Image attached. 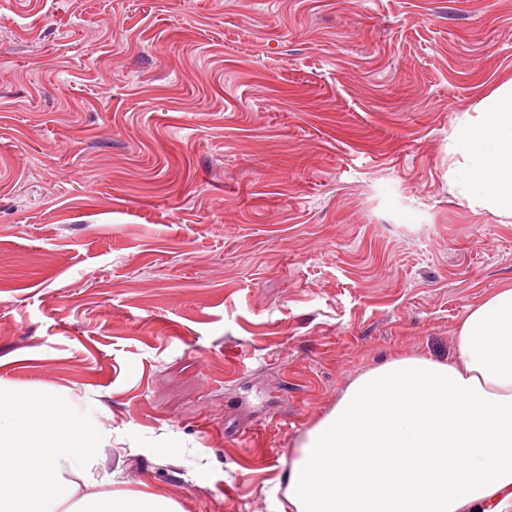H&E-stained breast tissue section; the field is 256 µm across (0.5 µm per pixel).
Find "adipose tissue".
<instances>
[{
    "label": "adipose tissue",
    "instance_id": "adipose-tissue-1",
    "mask_svg": "<svg viewBox=\"0 0 512 512\" xmlns=\"http://www.w3.org/2000/svg\"><path fill=\"white\" fill-rule=\"evenodd\" d=\"M459 132L453 189L512 222V79ZM456 350L355 377L295 450L288 512H512V287L469 308ZM111 444L89 399L0 380V512H182L99 475Z\"/></svg>",
    "mask_w": 512,
    "mask_h": 512
}]
</instances>
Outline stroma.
<instances>
[{
    "instance_id": "35a3bbf8",
    "label": "stroma",
    "mask_w": 512,
    "mask_h": 512,
    "mask_svg": "<svg viewBox=\"0 0 512 512\" xmlns=\"http://www.w3.org/2000/svg\"><path fill=\"white\" fill-rule=\"evenodd\" d=\"M511 77L512 0H0V379L89 396L120 487L275 512L355 376L512 286L448 182Z\"/></svg>"
}]
</instances>
